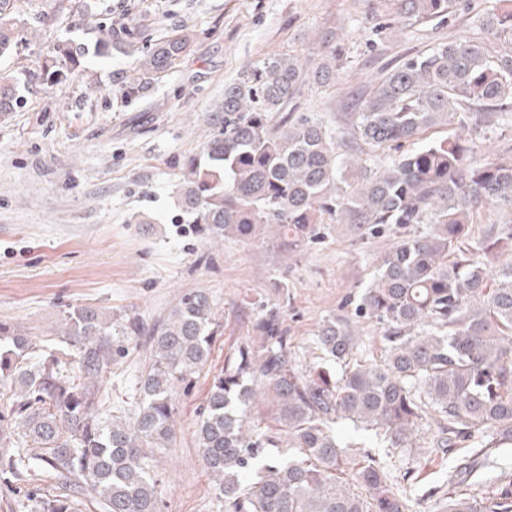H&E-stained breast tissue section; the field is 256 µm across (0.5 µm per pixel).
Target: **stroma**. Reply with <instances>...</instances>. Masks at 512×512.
<instances>
[{
	"instance_id": "1",
	"label": "stroma",
	"mask_w": 512,
	"mask_h": 512,
	"mask_svg": "<svg viewBox=\"0 0 512 512\" xmlns=\"http://www.w3.org/2000/svg\"><path fill=\"white\" fill-rule=\"evenodd\" d=\"M495 0L457 5L444 22L387 29L391 0H16L20 15L42 17L22 56L0 70L34 67L57 40L85 38L99 22H134L144 36L194 31L192 49L144 97L125 106L115 97L119 73L132 58L87 57L70 83L22 90L21 105L0 119V321L35 339L57 330L63 312L91 305L152 324L167 318L181 296L204 288L223 325L211 360L177 389L175 433L157 451L160 512H224L202 460L195 430L226 356L248 341L250 303H285L291 360L325 366L315 333L329 317L351 323L357 354L382 361L383 328L356 317L354 303L392 240L353 242L349 225L330 224L322 239L291 253L272 237L244 243L199 232L176 203L182 164L213 137L209 115L224 84L274 52L304 63L319 59V40L335 31L351 61L326 86L307 85L299 100L332 127L346 123L345 104L404 58L439 43L481 37ZM473 164L512 149V116L479 127ZM149 216L146 224L136 215ZM151 358L139 341L118 359L102 388L112 401L134 402L136 382ZM432 432L420 429L414 448L395 450L394 479L420 470L442 483L447 460L431 455Z\"/></svg>"
}]
</instances>
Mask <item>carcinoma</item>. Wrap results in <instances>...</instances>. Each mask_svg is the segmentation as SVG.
Returning <instances> with one entry per match:
<instances>
[{
  "label": "carcinoma",
  "instance_id": "1",
  "mask_svg": "<svg viewBox=\"0 0 512 512\" xmlns=\"http://www.w3.org/2000/svg\"><path fill=\"white\" fill-rule=\"evenodd\" d=\"M15 0H0V57L29 45L31 21ZM402 23L447 18L458 0H392ZM469 38L420 52L391 68L348 112L344 132L313 112L297 113L306 84L324 86L343 67L345 49L330 32L310 66L288 52L267 55L224 84L211 114L216 133L184 164L179 205L200 231L250 242L274 228L294 251L322 224H348L359 237L392 233L394 242L365 285L358 316L384 329L385 358L356 357L357 336L330 317L316 333L341 377L307 371L288 356L278 308L251 322L252 343L237 347L214 378L197 435L224 512H412L411 496H439L440 512H512V467L492 449L512 446V153L482 165L457 131L491 124L512 100V0H496ZM133 23L97 28L93 53L136 58L122 73L121 102L139 100L190 51L193 33L177 30L151 46ZM85 44L53 43L24 83L57 86L81 72ZM19 79L0 77V117L20 103ZM455 133L429 136L437 127ZM413 141L417 148L402 151ZM394 151L368 171V156ZM501 218L485 219L482 211ZM489 224L479 241L470 225ZM427 224L425 232L410 231ZM481 251L483 259L475 256ZM204 288L184 294L166 319L146 328L94 306L70 308L57 337L33 341L0 321V383L11 384L10 418L0 424V484L39 472L58 479L35 512H159L154 450L173 434L177 385L207 365L221 322ZM148 337L150 366L132 409L112 404L101 382L125 344ZM263 390L275 425L255 436L247 410ZM343 420L394 449L413 447L423 425L432 451L484 453L450 471L448 492L413 478L399 489L392 455L350 449L333 425ZM482 487L478 493L474 486Z\"/></svg>",
  "mask_w": 512,
  "mask_h": 512
}]
</instances>
